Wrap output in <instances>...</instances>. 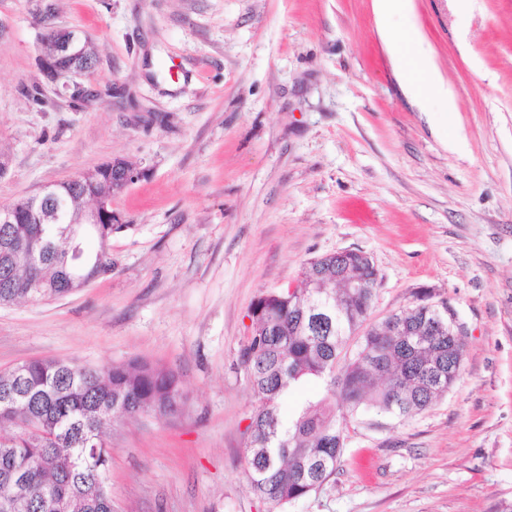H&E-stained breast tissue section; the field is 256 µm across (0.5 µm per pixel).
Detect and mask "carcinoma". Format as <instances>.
<instances>
[{"label": "carcinoma", "instance_id": "carcinoma-1", "mask_svg": "<svg viewBox=\"0 0 512 512\" xmlns=\"http://www.w3.org/2000/svg\"><path fill=\"white\" fill-rule=\"evenodd\" d=\"M71 214L80 218L87 198L64 182ZM122 224H102L93 233L99 267L87 276L112 271L105 243ZM53 226L12 224L8 232L27 239L51 233ZM89 257L82 241L58 235L52 254L29 267L0 263V305L62 297L72 290L62 259L74 249ZM374 264L349 254L309 260L294 294L273 291L251 310L252 327L241 351L258 399L248 426L249 484L273 509H281L319 489L335 472L345 444L347 423L371 409L405 418L433 406L460 377L465 344L451 321L442 331L437 307L418 303L379 321H370ZM27 397L16 405L0 402V495L22 499L27 512H55L47 497L64 503V512H110L112 494L99 479L108 470L112 448L105 429L114 420L179 412L181 395L174 374L147 362L87 369L44 359L22 364ZM312 379L323 397L307 403L289 425L279 400Z\"/></svg>", "mask_w": 512, "mask_h": 512}]
</instances>
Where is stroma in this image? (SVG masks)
<instances>
[{
	"instance_id": "obj_1",
	"label": "stroma",
	"mask_w": 512,
	"mask_h": 512,
	"mask_svg": "<svg viewBox=\"0 0 512 512\" xmlns=\"http://www.w3.org/2000/svg\"><path fill=\"white\" fill-rule=\"evenodd\" d=\"M454 93L431 125L372 0H0V204L120 159L112 272L0 306V371L147 361L181 410L114 421L112 512H270L247 481L252 304L341 249L378 270L372 319L425 301L460 327V378L404 420L348 423L330 481L285 512L512 505V0H413ZM76 28L95 68L49 80Z\"/></svg>"
}]
</instances>
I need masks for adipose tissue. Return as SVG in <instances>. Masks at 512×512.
Segmentation results:
<instances>
[{"instance_id": "adipose-tissue-1", "label": "adipose tissue", "mask_w": 512, "mask_h": 512, "mask_svg": "<svg viewBox=\"0 0 512 512\" xmlns=\"http://www.w3.org/2000/svg\"><path fill=\"white\" fill-rule=\"evenodd\" d=\"M379 33L394 66L406 77V92L422 112L432 110L433 102H440L443 111L454 109L452 90L437 73L430 58L419 56L414 47L420 40L418 29L411 25L412 0H373ZM400 17L404 26L393 25V18Z\"/></svg>"}]
</instances>
